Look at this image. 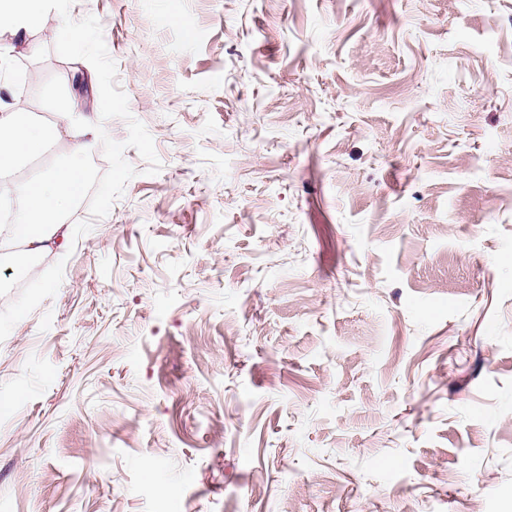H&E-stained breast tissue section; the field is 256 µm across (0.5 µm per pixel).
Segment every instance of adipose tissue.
Segmentation results:
<instances>
[{"mask_svg":"<svg viewBox=\"0 0 512 512\" xmlns=\"http://www.w3.org/2000/svg\"><path fill=\"white\" fill-rule=\"evenodd\" d=\"M47 0H0V32L19 34L35 29ZM90 128L61 113L51 125L29 121L17 112L0 113V171L12 169L20 160L40 153L52 140L70 138L76 147L67 160L44 175H37L20 188V203L12 218V232L29 253L62 250L68 229L62 216L81 196L86 179L87 138Z\"/></svg>","mask_w":512,"mask_h":512,"instance_id":"adipose-tissue-1","label":"adipose tissue"}]
</instances>
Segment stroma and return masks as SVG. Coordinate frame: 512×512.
Here are the masks:
<instances>
[{
	"instance_id": "stroma-1",
	"label": "stroma",
	"mask_w": 512,
	"mask_h": 512,
	"mask_svg": "<svg viewBox=\"0 0 512 512\" xmlns=\"http://www.w3.org/2000/svg\"><path fill=\"white\" fill-rule=\"evenodd\" d=\"M90 41L62 48L63 19ZM63 253L0 263L7 512H512V0H49Z\"/></svg>"
}]
</instances>
